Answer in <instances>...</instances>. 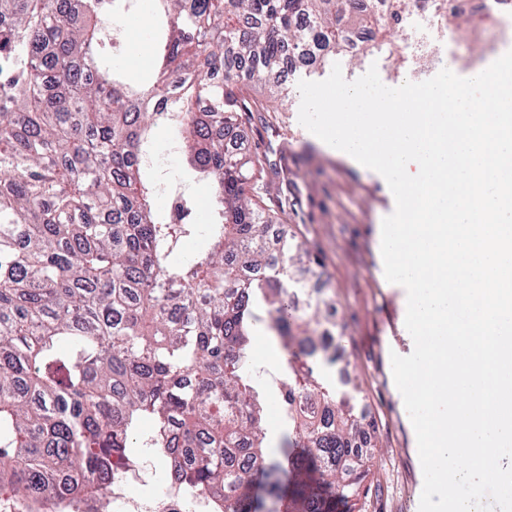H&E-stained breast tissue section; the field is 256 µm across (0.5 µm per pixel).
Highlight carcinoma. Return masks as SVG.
<instances>
[{"label": "carcinoma", "instance_id": "obj_1", "mask_svg": "<svg viewBox=\"0 0 512 512\" xmlns=\"http://www.w3.org/2000/svg\"><path fill=\"white\" fill-rule=\"evenodd\" d=\"M0 0V492L27 512H112V473L165 449L164 483L216 512H359L371 458L362 419L320 377L319 298L298 304L311 256L250 198L257 156L235 129L239 70L285 90L303 64L377 31L355 0H152L153 78L109 62L108 14L130 0ZM211 196L204 230L162 215L143 158L159 118ZM201 245L188 257L179 243ZM290 350L278 383L293 482L262 428L251 350L260 326ZM148 419L150 430H141Z\"/></svg>", "mask_w": 512, "mask_h": 512}]
</instances>
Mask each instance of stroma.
I'll use <instances>...</instances> for the list:
<instances>
[{"label": "stroma", "mask_w": 512, "mask_h": 512, "mask_svg": "<svg viewBox=\"0 0 512 512\" xmlns=\"http://www.w3.org/2000/svg\"><path fill=\"white\" fill-rule=\"evenodd\" d=\"M128 31L134 50L113 53L112 60L134 77L147 76L151 21L143 19ZM416 34L415 21L405 18L356 51L338 52L319 66L297 65L288 72V95L283 99L271 97L251 75L240 76L250 110L242 115L239 142L262 161L252 193L316 257L317 293L327 302L323 323L335 328L336 364L331 374L370 425L375 458L362 484L361 512H415L414 501L423 488L415 431L390 361L391 354L406 356L414 348L404 324L406 291L386 280L380 251L382 220L394 211L395 201L380 174L300 125L298 83L324 80L337 64L349 81L374 66L381 81L401 84L414 63L411 47ZM453 34V44H438L435 51L440 67L462 77L500 55L503 43L512 42V32L494 31L490 22L476 15ZM172 136L169 126L156 127L152 146L164 162L148 177L177 182L194 203V223H208V188L180 153L171 152Z\"/></svg>", "instance_id": "stroma-1"}]
</instances>
